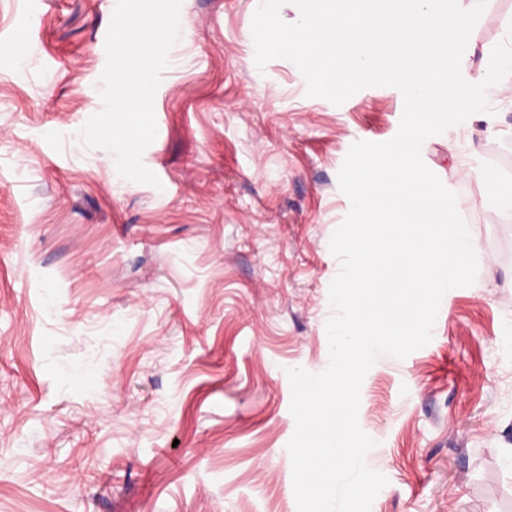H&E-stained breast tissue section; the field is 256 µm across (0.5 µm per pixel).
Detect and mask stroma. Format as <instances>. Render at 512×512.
<instances>
[{"label": "stroma", "instance_id": "35a3bbf8", "mask_svg": "<svg viewBox=\"0 0 512 512\" xmlns=\"http://www.w3.org/2000/svg\"><path fill=\"white\" fill-rule=\"evenodd\" d=\"M112 0H0V512H297L287 369L329 362L338 171L399 128L401 93L342 105L290 61L254 63L252 0H183L186 36L143 154L160 187L116 178L77 139L99 103ZM487 0L471 83L505 41ZM489 120L430 137L458 195L475 283L444 294L431 342L379 357L361 388L371 512H512V77ZM482 194L507 209L512 208V184L502 183L486 174L478 176Z\"/></svg>", "mask_w": 512, "mask_h": 512}]
</instances>
